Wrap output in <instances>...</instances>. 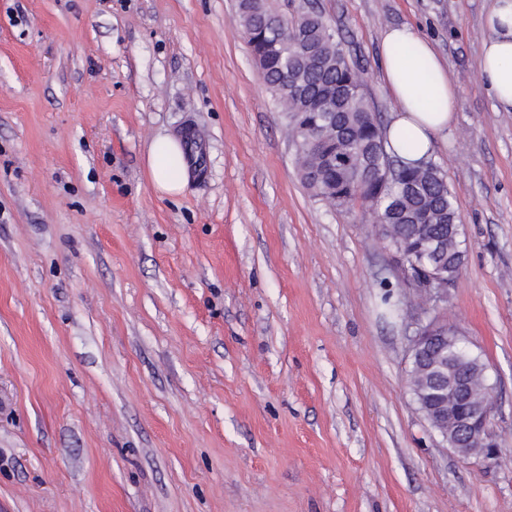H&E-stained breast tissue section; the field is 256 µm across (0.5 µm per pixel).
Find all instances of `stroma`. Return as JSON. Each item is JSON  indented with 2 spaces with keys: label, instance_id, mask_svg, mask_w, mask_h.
I'll list each match as a JSON object with an SVG mask.
<instances>
[{
  "label": "stroma",
  "instance_id": "35a3bbf8",
  "mask_svg": "<svg viewBox=\"0 0 512 512\" xmlns=\"http://www.w3.org/2000/svg\"><path fill=\"white\" fill-rule=\"evenodd\" d=\"M383 121L407 24L458 87L437 141L465 262L419 299L361 207L301 181L238 0H0V512H512V112L492 0H313ZM199 133L183 192L160 135ZM390 296L395 312L381 299ZM439 320L485 366L498 460L410 388ZM485 18L478 75L505 110L512 108V1L493 0ZM147 166L158 191L169 196L181 193L187 182V166L179 140L170 136L155 138L148 148ZM446 335H448V341L453 342L460 337L459 332L455 328L448 326L447 323H442L437 320H432L425 326H422L411 340V361L416 362L423 356L432 355L436 348L438 339L443 338ZM444 347L445 350L443 354L445 356L448 354V364L454 363L452 352L457 348H464L461 341L449 345L445 342Z\"/></svg>",
  "mask_w": 512,
  "mask_h": 512
}]
</instances>
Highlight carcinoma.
Instances as JSON below:
<instances>
[{
    "label": "carcinoma",
    "mask_w": 512,
    "mask_h": 512,
    "mask_svg": "<svg viewBox=\"0 0 512 512\" xmlns=\"http://www.w3.org/2000/svg\"><path fill=\"white\" fill-rule=\"evenodd\" d=\"M241 25L252 54L259 60L262 77L274 91L285 119L296 133V154L304 184L329 206L348 209L361 203L368 221L376 225L391 248L412 266L428 270L440 265L443 274L456 281L463 266L460 233L450 225L460 223L453 196L441 170L430 162L407 164L387 149V140L374 107L366 97L363 80L347 56L341 41L324 14L303 10L288 16L271 9L264 0H238ZM277 42L301 59L303 94H288L283 74L288 58L269 50ZM336 90V140L317 147L307 141V132L319 122L311 102L326 88ZM350 156L348 169L323 166V153ZM396 163L395 175L387 180L357 177V168L385 170ZM441 236L448 252L438 258L420 249L422 240ZM466 380L476 396L487 393L484 364L470 356ZM442 369L425 359L411 366V390L423 414L436 407L433 389Z\"/></svg>",
    "instance_id": "1"
}]
</instances>
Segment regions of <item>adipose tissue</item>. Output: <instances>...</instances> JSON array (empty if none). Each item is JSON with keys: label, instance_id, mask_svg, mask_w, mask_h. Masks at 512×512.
I'll return each instance as SVG.
<instances>
[{"label": "adipose tissue", "instance_id": "1", "mask_svg": "<svg viewBox=\"0 0 512 512\" xmlns=\"http://www.w3.org/2000/svg\"><path fill=\"white\" fill-rule=\"evenodd\" d=\"M478 75L502 108H512V0H494L485 18ZM385 81L397 110L385 136L392 151L407 161L429 159L439 136L455 120L458 90L449 80L435 47L413 27L385 30L381 40ZM153 186L175 196L187 182L179 140L155 138L147 153Z\"/></svg>", "mask_w": 512, "mask_h": 512}]
</instances>
